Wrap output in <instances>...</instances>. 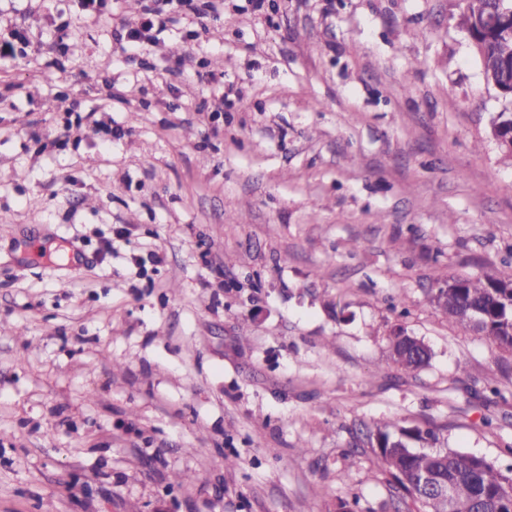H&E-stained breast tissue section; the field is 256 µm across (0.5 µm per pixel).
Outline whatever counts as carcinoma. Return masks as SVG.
<instances>
[{
	"label": "carcinoma",
	"mask_w": 512,
	"mask_h": 512,
	"mask_svg": "<svg viewBox=\"0 0 512 512\" xmlns=\"http://www.w3.org/2000/svg\"><path fill=\"white\" fill-rule=\"evenodd\" d=\"M459 25L474 40L484 81L512 90V0H465ZM492 136L506 141L498 148L512 162V112L492 119ZM437 287L448 286V297L436 302L449 320L478 333L500 349L512 351V275L489 270L480 276L447 278L439 273ZM390 362L411 373L428 364L430 354L420 345L400 351L399 335L389 337ZM367 443L395 486L417 505L416 512H439L438 506L418 496L423 475L448 483L453 493V512H512V480L481 456L452 448H413L412 440L438 438L430 430L405 428L393 422H377L366 433Z\"/></svg>",
	"instance_id": "obj_1"
}]
</instances>
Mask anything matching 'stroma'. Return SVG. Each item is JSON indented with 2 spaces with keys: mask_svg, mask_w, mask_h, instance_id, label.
Instances as JSON below:
<instances>
[{
  "mask_svg": "<svg viewBox=\"0 0 512 512\" xmlns=\"http://www.w3.org/2000/svg\"><path fill=\"white\" fill-rule=\"evenodd\" d=\"M148 2L0 0V512H413L378 421L511 467L512 352L430 301L512 272L464 0H224L139 64ZM400 336L396 334L395 329L392 336H389L390 362L396 365L404 372L411 373L418 371L428 364L430 354L424 350L421 345L414 343L411 352L404 355L400 351Z\"/></svg>",
  "mask_w": 512,
  "mask_h": 512,
  "instance_id": "35a3bbf8",
  "label": "stroma"
}]
</instances>
